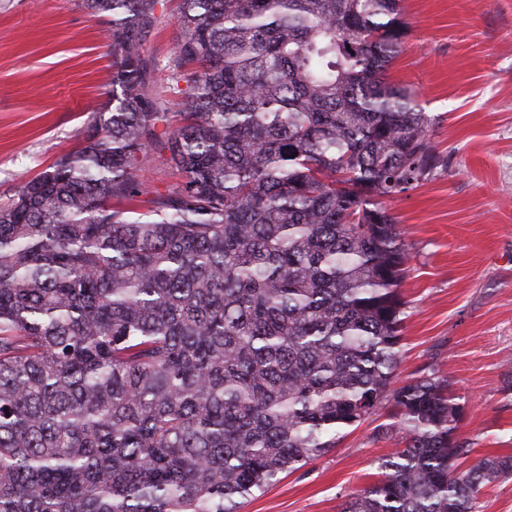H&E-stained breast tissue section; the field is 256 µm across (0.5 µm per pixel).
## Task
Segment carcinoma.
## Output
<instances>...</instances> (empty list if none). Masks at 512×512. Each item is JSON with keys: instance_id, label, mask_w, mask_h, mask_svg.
I'll return each instance as SVG.
<instances>
[{"instance_id": "cac0c4a2", "label": "carcinoma", "mask_w": 512, "mask_h": 512, "mask_svg": "<svg viewBox=\"0 0 512 512\" xmlns=\"http://www.w3.org/2000/svg\"><path fill=\"white\" fill-rule=\"evenodd\" d=\"M83 4L112 108L0 207V512H236L382 408L399 448L343 512H479L512 456L459 470L451 380L396 377L384 201L443 162L387 77L401 0H180L161 132V0ZM157 157L183 183L150 194ZM165 6L157 10L159 17L158 24L150 33L147 41L144 43V56L150 64L153 71V94L162 108V112H167L168 125L176 124V112H182L185 105L182 100L173 96L169 89L168 58L171 50V40L175 36L176 25L174 14L179 0H164Z\"/></svg>"}]
</instances>
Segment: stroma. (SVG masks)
I'll list each match as a JSON object with an SVG mask.
<instances>
[{
  "instance_id": "stroma-1",
  "label": "stroma",
  "mask_w": 512,
  "mask_h": 512,
  "mask_svg": "<svg viewBox=\"0 0 512 512\" xmlns=\"http://www.w3.org/2000/svg\"><path fill=\"white\" fill-rule=\"evenodd\" d=\"M178 0H165L144 44L153 94L168 119ZM409 33L389 77L436 116L443 158L391 202L410 259L399 379L434 368L464 407L466 465L512 455V0H403ZM108 18L82 0H0V203L85 144L112 96ZM384 412L336 448L242 500L240 512H342L379 477L395 442Z\"/></svg>"
}]
</instances>
